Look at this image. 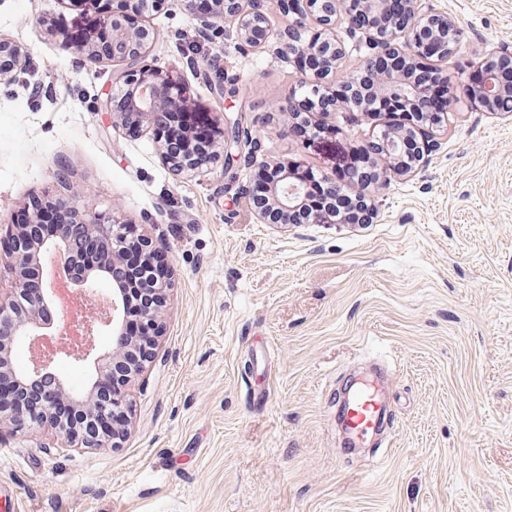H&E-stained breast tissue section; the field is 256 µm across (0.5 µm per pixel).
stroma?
Listing matches in <instances>:
<instances>
[{"mask_svg":"<svg viewBox=\"0 0 512 512\" xmlns=\"http://www.w3.org/2000/svg\"><path fill=\"white\" fill-rule=\"evenodd\" d=\"M461 28L445 63L459 106L414 177L374 196L371 224L261 223L216 157L176 177L153 131L112 125L111 61L62 54L64 0H0L27 68L0 84V225L32 198L119 215L170 264L165 330L128 389L117 447L50 425H0V512H512V116L464 105L469 71L512 44V0H422ZM155 67L216 123L237 111L257 161L322 171L387 119L303 147L283 113L292 59L204 38L170 0L151 16ZM356 76L373 34L337 24ZM66 182H59L58 167ZM378 364L395 423L373 457L340 451L330 393Z\"/></svg>","mask_w":512,"mask_h":512,"instance_id":"35a3bbf8","label":"stroma"}]
</instances>
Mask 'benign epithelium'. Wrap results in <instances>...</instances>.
I'll list each match as a JSON object with an SVG mask.
<instances>
[{
	"label": "benign epithelium",
	"instance_id": "benign-epithelium-1",
	"mask_svg": "<svg viewBox=\"0 0 512 512\" xmlns=\"http://www.w3.org/2000/svg\"><path fill=\"white\" fill-rule=\"evenodd\" d=\"M167 3L168 0H112V17L106 19L110 41V51L106 53L100 50L91 35L58 42L61 52L78 54L91 64L102 60L116 62L108 91L100 100V109L131 135L148 128L155 130L174 115H198L190 88L147 62L148 50L156 38V32L147 24V19ZM361 3L391 24V29L376 34L371 52L362 59L361 69L374 70L384 58H392L397 63V67L380 75L372 95L399 98L412 105L426 94V89L410 78V73L422 59L445 61L454 51L461 31L448 16L421 10L419 0H404L402 6L396 4V0H281L282 13L287 21L272 42V47L278 53L292 56L301 74L290 95L307 91L317 96L334 89L332 76L344 52L343 44L336 35V17L343 13L349 27L358 28V10L355 6ZM177 5L186 15L200 22L204 29L222 31L225 37L238 45L258 47L266 44L269 17L265 0H212L208 6L202 4L201 0H177ZM305 20L314 23V32L308 38L302 37L301 33ZM509 61H512V46H496V51L480 63L485 70L482 81L468 88V94L477 98L490 112H512V85L504 83L497 75V67ZM25 67L26 53L23 47L1 36L0 83L12 81ZM338 109L352 113L357 120L373 116L358 92L339 103ZM309 121L315 135L305 142L307 146L316 140L326 139L322 131L336 130V126L329 121V113L325 111L309 113ZM179 135L180 147L177 149L167 141H161L163 163L174 175L201 170L202 163L196 156L202 151L213 156L218 149H224L226 168L244 155L245 144L239 134V126L230 118L224 120V144L220 146L213 141L206 146L198 145L189 127L180 128ZM407 137L408 131L405 129H387L378 136L379 156L383 158L377 173L379 189L389 188L396 178L416 175L422 170L425 157L435 150L431 140L422 138L417 151L408 156L404 152ZM272 170L278 176L269 183V203L260 209V217L268 224H293L294 215L305 203V185L294 177L292 168L284 159L258 164L253 176L256 179L266 177ZM53 202L77 214L78 223L62 224L48 237H32L31 231L41 222L44 211L41 200L36 199L25 209L12 214L8 230L0 234V266L7 270L11 278L7 292H0L1 343L13 344L26 339L29 345L34 346L42 338L58 332L59 327L47 326V314L54 307L51 289L41 288L34 303L28 306L23 304L29 280L39 273L46 253H56L67 273L69 257L78 253L75 243L81 244L87 240L94 245L105 267L71 280L76 288L85 285L96 287L107 281L109 268L130 257L127 249L131 236L137 247L135 256L148 259L158 255L152 241L138 232L137 225L117 221L102 224L96 214L80 213L70 197L59 196ZM168 288L166 279L154 288L158 305L152 309L150 319L156 336L163 332L162 308ZM111 302L112 308L100 312L98 320L77 325V330L88 336L94 335L99 329L111 331L112 344L108 348L98 352L94 343L88 340L86 345L90 349L85 353L57 351V354L77 363H93L94 373L87 389L74 394L61 375L53 370L55 357L44 350L33 355L26 370H13L9 376L19 384L40 383L51 376L54 385L43 388L42 392L47 409L53 410L62 402L72 401L81 406L90 420L98 419L100 404L94 387L108 364L120 359L128 350L129 342L125 334L127 306L124 289L112 288ZM7 401L6 391L0 385V423L7 422L16 430L30 427L20 409L5 411ZM121 436L122 430L109 428L99 435L71 434L69 438L79 441L86 448H92L105 444L115 447Z\"/></svg>",
	"mask_w": 512,
	"mask_h": 512
}]
</instances>
